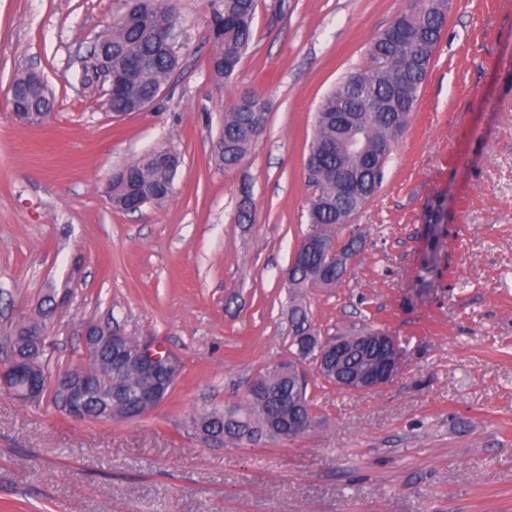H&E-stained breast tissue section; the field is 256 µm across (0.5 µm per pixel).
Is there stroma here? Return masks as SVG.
Listing matches in <instances>:
<instances>
[{
	"label": "stroma",
	"instance_id": "stroma-1",
	"mask_svg": "<svg viewBox=\"0 0 512 512\" xmlns=\"http://www.w3.org/2000/svg\"><path fill=\"white\" fill-rule=\"evenodd\" d=\"M414 4L258 0L252 44L220 84L211 0H176L177 70L154 107L115 121L85 65L125 0H0V364L40 308L47 384L86 362L92 325L180 364L167 398L123 423L0 388V512H512V0H452L382 187L351 220L361 250L338 284L305 296L322 335L386 329L398 374L346 392L289 345L314 113ZM22 68L55 96L38 125L10 110ZM247 95L268 122L227 170L224 114ZM155 148L183 160L172 196L114 210L113 172ZM244 186L253 212L240 224ZM289 362L308 381L311 432L211 448L186 429Z\"/></svg>",
	"mask_w": 512,
	"mask_h": 512
}]
</instances>
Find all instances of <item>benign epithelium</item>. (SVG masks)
I'll list each match as a JSON object with an SVG mask.
<instances>
[{"mask_svg": "<svg viewBox=\"0 0 512 512\" xmlns=\"http://www.w3.org/2000/svg\"><path fill=\"white\" fill-rule=\"evenodd\" d=\"M11 110L16 120L38 124L50 117L48 112H30L26 101L11 96ZM325 248L323 242L314 236H307L297 246L293 259L302 254L313 253ZM383 349V355L365 366L356 376L344 379L340 387L354 392H370L391 382L399 369V348L395 339L385 334L375 338ZM11 358L0 365V386L8 389L22 402L38 400L43 396L44 373L38 361L45 350V337L39 328L18 330L9 339ZM85 345L90 364L72 369L57 378L54 392L61 398L62 410L72 418H86L87 403L99 405L103 415L112 419V401L130 393L126 376L133 375L138 387L143 411L148 412L164 400L160 378L171 374L175 368L173 359L164 354V349L151 342L135 346L128 343L127 336L117 327L112 329L90 327L85 332ZM343 346L323 341L316 342L313 357L318 372L333 371L334 354L341 353ZM198 437L207 445L224 447V435L220 430H204L198 427Z\"/></svg>", "mask_w": 512, "mask_h": 512, "instance_id": "7a95c632", "label": "benign epithelium"}]
</instances>
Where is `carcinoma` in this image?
<instances>
[{"mask_svg": "<svg viewBox=\"0 0 512 512\" xmlns=\"http://www.w3.org/2000/svg\"><path fill=\"white\" fill-rule=\"evenodd\" d=\"M257 0H219L208 21L213 57L224 59V77L235 71L252 37ZM448 0L430 2L399 13L393 25L406 24L411 34L396 36L389 29L377 36L368 49V65L346 75L318 105L313 137L306 159L307 180L314 188L309 199L311 234L336 245V250L353 256L359 253V236L341 243L339 231L346 219L359 213L380 189L387 161L408 127L414 105L427 78L446 25ZM177 23L173 0H132L128 9L112 24V30L98 38L97 60L146 62L148 78L130 82L112 95L109 109L132 112L139 103L155 97V88L168 82L177 67L178 55L161 48L162 32ZM13 85L39 109L53 108V98L38 75L18 73ZM268 120L264 102L254 96L242 97L224 113L219 161L233 169L246 158ZM164 166L143 155L124 166L125 176L112 178V205L130 190L152 203H163L172 194L181 160L173 156ZM326 257L309 254L288 270V287L300 294L320 284L316 269ZM294 334L320 335L307 307L294 299L288 307ZM378 332L362 327L342 337L352 341L343 352L340 367L345 378L356 375L367 358L377 353L374 344L355 339ZM298 417L316 422L306 396V380L280 366L265 373V388L248 393L242 405L212 407L189 418V426L208 423L224 431V444L237 446L263 438L278 441L282 436L271 429L275 418Z\"/></svg>", "mask_w": 512, "mask_h": 512, "instance_id": "carcinoma-1", "label": "carcinoma"}]
</instances>
